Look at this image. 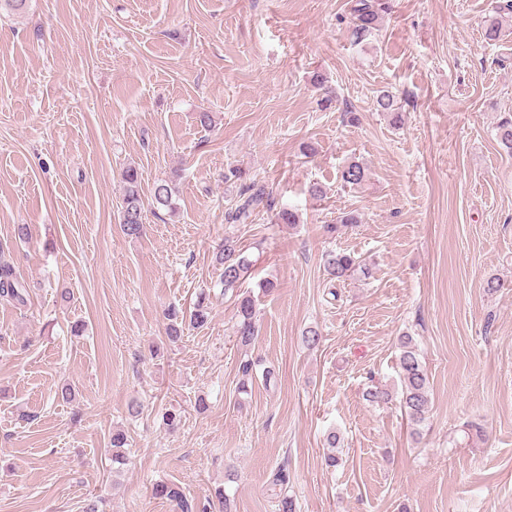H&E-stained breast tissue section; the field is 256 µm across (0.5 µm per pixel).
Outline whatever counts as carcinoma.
Instances as JSON below:
<instances>
[{"mask_svg": "<svg viewBox=\"0 0 512 512\" xmlns=\"http://www.w3.org/2000/svg\"><path fill=\"white\" fill-rule=\"evenodd\" d=\"M385 6L382 0H356L352 7V37L359 43L377 30L380 12ZM376 110L390 116L392 123L402 120V113L397 101L388 91H382L375 100ZM498 140L502 148L512 153V119L506 118L498 125ZM366 178V169L358 161L350 162L340 173V181L349 188L361 185ZM126 183L123 206L120 212V224L129 237H139L143 231V214L145 205L154 211H174L172 202L175 186L166 180L155 184L150 202H145L138 185V172L129 167L124 174ZM271 193L264 185H248L242 189L236 204L227 208L224 219L229 224H247L258 209L270 206ZM214 262L221 268V281L224 292L236 293V336L243 347L250 346L257 336L256 299L248 292L238 293L241 281L245 278L249 261L238 242L232 237L224 238L215 252ZM324 271L330 282L340 284L348 280L354 272L362 267L361 260L346 252L330 251L325 254ZM27 284L19 278L15 267L6 259L0 261V297L24 306L28 301ZM209 320L207 295L200 294L194 310L189 315V326L199 328ZM398 356L399 376L402 384L400 395L384 385H374L366 392L367 400L378 406H386L399 400V406L408 421L421 425L430 410L431 397L429 377L423 365L420 351L413 342V337L406 334L399 338ZM127 438L122 433L112 434V464L122 468L127 464L123 448ZM288 473L278 470L270 480L272 487L279 488L276 494L278 512H295L294 500L285 494L288 485ZM155 494L172 502L177 512H207V507L189 497L174 483L160 482L154 486Z\"/></svg>", "mask_w": 512, "mask_h": 512, "instance_id": "1", "label": "carcinoma"}]
</instances>
